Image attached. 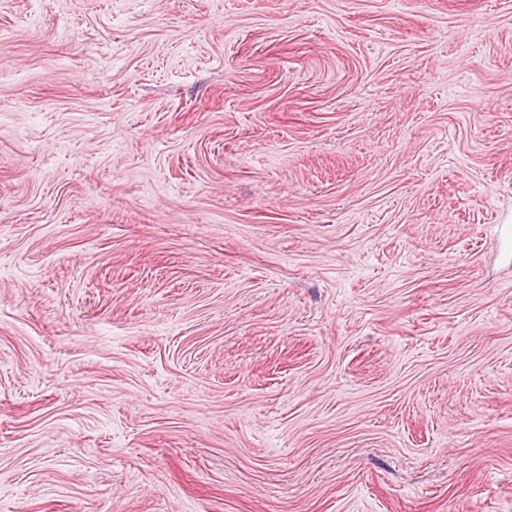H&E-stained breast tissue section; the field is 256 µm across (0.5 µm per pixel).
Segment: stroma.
I'll list each match as a JSON object with an SVG mask.
<instances>
[{"label":"stroma","instance_id":"stroma-1","mask_svg":"<svg viewBox=\"0 0 512 512\" xmlns=\"http://www.w3.org/2000/svg\"><path fill=\"white\" fill-rule=\"evenodd\" d=\"M512 0H0V512H512Z\"/></svg>","mask_w":512,"mask_h":512}]
</instances>
